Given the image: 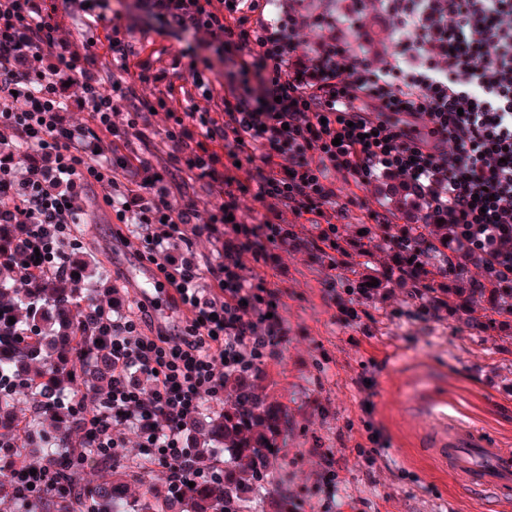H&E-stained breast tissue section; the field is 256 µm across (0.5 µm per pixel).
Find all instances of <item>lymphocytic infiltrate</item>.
Masks as SVG:
<instances>
[{
  "label": "lymphocytic infiltrate",
  "instance_id": "lymphocytic-infiltrate-1",
  "mask_svg": "<svg viewBox=\"0 0 512 512\" xmlns=\"http://www.w3.org/2000/svg\"><path fill=\"white\" fill-rule=\"evenodd\" d=\"M375 2L139 0L199 49L164 67L110 18V0H0V223L34 225L28 245L47 251L69 242L101 186L188 315L178 334L152 329L142 303L113 318L112 394L86 430L102 458L132 428L141 464L164 469L169 490L218 477L185 448L183 424L226 376L283 358L282 292L235 261L189 250L170 262L186 225L212 236L233 221L238 253L265 261L288 238L286 210L326 247L349 208L392 224L399 214L356 194L387 182L416 230L385 245L405 253L399 277L418 312L439 317L434 279L448 275L447 252L423 243L427 225L449 224L462 258L512 274V0ZM379 26L393 35L383 49ZM136 142L158 166L128 155ZM224 161L240 175L220 172ZM134 167L137 186L116 178ZM195 185L217 199L206 213ZM247 198L263 208L252 222Z\"/></svg>",
  "mask_w": 512,
  "mask_h": 512
}]
</instances>
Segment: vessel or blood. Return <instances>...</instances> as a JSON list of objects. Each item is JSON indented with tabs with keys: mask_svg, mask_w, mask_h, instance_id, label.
Instances as JSON below:
<instances>
[{
	"mask_svg": "<svg viewBox=\"0 0 512 512\" xmlns=\"http://www.w3.org/2000/svg\"><path fill=\"white\" fill-rule=\"evenodd\" d=\"M119 273L135 287L137 299L161 317L179 313L174 290L160 287L152 264L131 253ZM412 422L422 428L419 453L438 475L481 489L512 484V450L491 444L478 429L449 423L445 393L425 396Z\"/></svg>",
	"mask_w": 512,
	"mask_h": 512,
	"instance_id": "vessel-or-blood-1",
	"label": "vessel or blood"
}]
</instances>
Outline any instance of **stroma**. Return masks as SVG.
<instances>
[{
  "label": "stroma",
  "instance_id": "35a3bbf8",
  "mask_svg": "<svg viewBox=\"0 0 512 512\" xmlns=\"http://www.w3.org/2000/svg\"><path fill=\"white\" fill-rule=\"evenodd\" d=\"M85 218L77 236L107 266L121 263L124 249H136V242L114 235L101 194L90 195ZM284 218L293 233L288 246L278 250L275 265L250 269L280 288L286 302L288 353L281 364L260 366L257 384L285 411L279 481L289 507L306 512L316 503L321 512H350L346 496L352 493L361 499L359 512H512V489L498 495L462 489L409 453L413 436H404L400 448L393 437L419 397L443 390L450 422L479 428L512 448V339L483 330L481 313L471 326L410 317L404 287L382 276L387 254L328 270L312 246L311 225L289 212ZM367 276L382 277L384 297L361 300L357 319L342 323L347 288ZM392 363L400 364V376L383 382ZM367 377L376 378L374 388L365 387ZM370 423L381 430L384 446L369 463L356 446L366 443ZM317 448L334 455L339 485L318 477Z\"/></svg>",
  "mask_w": 512,
  "mask_h": 512
}]
</instances>
